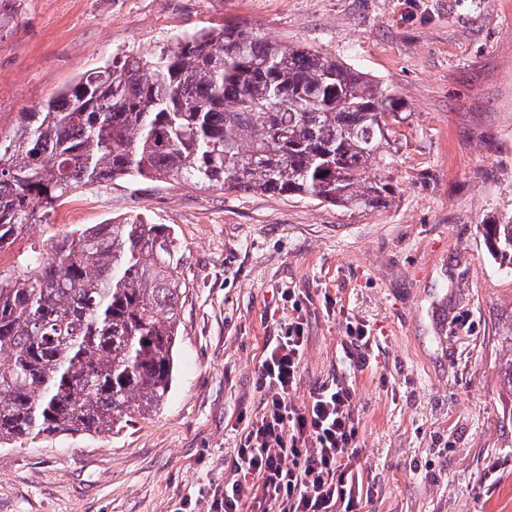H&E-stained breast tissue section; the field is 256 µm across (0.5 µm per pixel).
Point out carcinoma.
<instances>
[{"mask_svg":"<svg viewBox=\"0 0 512 512\" xmlns=\"http://www.w3.org/2000/svg\"><path fill=\"white\" fill-rule=\"evenodd\" d=\"M405 103L305 47L236 25L83 72L0 136V250L76 190L112 180L391 206L382 173ZM512 270V217L481 224ZM168 228L141 214L92 224L0 273V444L110 433L163 404L186 284ZM505 388L512 396V320Z\"/></svg>","mask_w":512,"mask_h":512,"instance_id":"carcinoma-1","label":"carcinoma"}]
</instances>
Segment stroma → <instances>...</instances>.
Segmentation results:
<instances>
[{"label": "stroma", "instance_id": "35a3bbf8", "mask_svg": "<svg viewBox=\"0 0 512 512\" xmlns=\"http://www.w3.org/2000/svg\"><path fill=\"white\" fill-rule=\"evenodd\" d=\"M0 29V136L20 112L116 55L233 23L336 58L407 105L387 175L399 196L351 213L318 201L115 181L70 194L0 251L138 212L169 228L187 288L174 382L107 434L0 447V512H175L222 483L261 410L263 348L306 310L295 403L331 378L347 320L370 331L353 378L364 512H512V396L501 327L512 272L480 224L512 215V0H14Z\"/></svg>", "mask_w": 512, "mask_h": 512}]
</instances>
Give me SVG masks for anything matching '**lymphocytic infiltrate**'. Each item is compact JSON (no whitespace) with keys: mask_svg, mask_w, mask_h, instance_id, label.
<instances>
[{"mask_svg":"<svg viewBox=\"0 0 512 512\" xmlns=\"http://www.w3.org/2000/svg\"><path fill=\"white\" fill-rule=\"evenodd\" d=\"M296 316L265 348L258 368L261 412L241 433L231 477L208 492V512H361L370 499L359 468L356 392L336 375L316 384L307 403L291 394L301 378L307 338L301 301ZM252 477L253 490L243 479Z\"/></svg>","mask_w":512,"mask_h":512,"instance_id":"1","label":"lymphocytic infiltrate"}]
</instances>
